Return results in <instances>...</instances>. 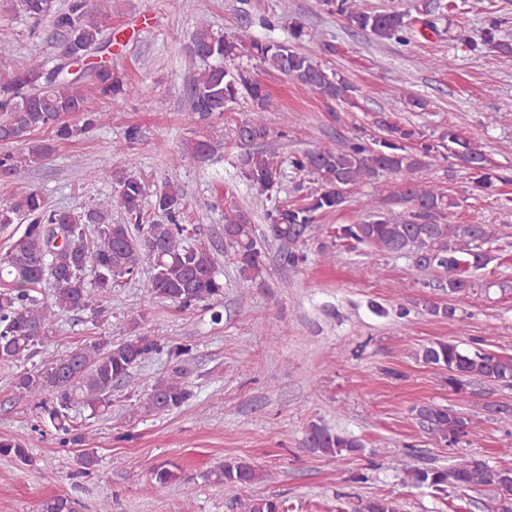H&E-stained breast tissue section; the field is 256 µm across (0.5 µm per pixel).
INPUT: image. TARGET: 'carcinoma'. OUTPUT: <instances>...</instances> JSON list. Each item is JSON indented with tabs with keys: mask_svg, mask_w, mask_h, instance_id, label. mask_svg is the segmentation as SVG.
<instances>
[{
	"mask_svg": "<svg viewBox=\"0 0 512 512\" xmlns=\"http://www.w3.org/2000/svg\"><path fill=\"white\" fill-rule=\"evenodd\" d=\"M362 0H315L314 9L336 14L349 27L379 39L408 45L414 36V20L408 10H370ZM456 0H422L419 22L434 26L436 11H451ZM11 8L37 27L47 21L63 36L53 58L32 57L17 72L0 76V141L26 145L27 160L38 163L50 157L55 144L89 137L104 115L87 107L84 91L91 82L98 97L112 100L130 92L125 73L114 63L85 62L102 51L112 52L109 16L92 15L90 0H12ZM499 19L490 17L484 45L494 53L512 56V42L496 38ZM193 53L206 62L189 86L193 124L222 115L234 104L247 106L248 117L236 124L237 141L251 147L237 156L235 167L259 195H269L278 184L282 167L288 166L298 184L314 177L320 188L302 205H276L265 213L267 229L257 233L248 212L229 205L224 208V240L232 248L239 278L254 283L263 278L266 243H278L280 260L295 267L305 261L299 246L306 241L317 214L334 212L345 202V193L371 178L388 175L396 188L356 224L338 230L340 238L354 245L407 257L421 270L438 273L448 295L471 286L473 275L493 260L485 245L494 231L489 224L448 223V211L456 207L449 194L425 185L419 173L430 161L451 151L459 164L475 174L476 182L489 189L485 154L472 146L452 126L440 131L437 143L423 140L411 125L382 116L376 121L379 137L357 135L341 147L298 150L284 159L258 145L288 130L273 131L264 113L270 104L264 85L253 69L265 66L338 105L350 104L356 88L337 72H328L311 56L288 40L244 42L235 34L213 32L206 19H199L192 33ZM247 57L253 65L238 59ZM49 130L52 137L36 140L33 134ZM215 146L195 140L172 154L174 169L194 165L214 154ZM25 166L11 153L0 154V179L21 177ZM89 177L112 182V193L89 209H50L41 193L30 190L6 206H0V225L21 217L28 220L20 236L0 258V363H13L37 353L36 346L64 312L90 311L100 317L104 310L93 305L92 292L105 297L112 289L136 277L143 264L150 265L149 292L182 311L224 295L217 261L206 246L189 243L194 227L186 223L187 192L179 182L167 180L155 192L154 208L161 220H143L149 186L140 178L107 167L89 172ZM118 210L132 223L112 222ZM93 281H86V271ZM53 288L52 300L38 297L44 282ZM178 359L190 352L187 345H168L145 334L128 339L100 338L91 345L73 348L48 366L20 375L15 388L44 411L54 428L63 433L62 443L80 444L83 435L70 429L66 411L81 403L93 415L111 411L112 389L139 363L161 353ZM422 360L447 373L448 387L460 393L474 380L512 387V357L483 349L467 352L453 341H437L422 349ZM193 393L175 370L158 380L142 405L149 412H169L186 404ZM416 414L437 440L454 445L466 436L468 419L453 408L423 405ZM306 444L326 456L337 457L362 447L359 440L313 423ZM409 483L436 493L491 489L488 512H512V469L494 468L475 455L455 456L446 466L405 469ZM216 482L227 488L256 483L260 473L249 463L229 459L215 470ZM248 512H288L276 497H258L247 504ZM40 512H77V503L67 495L45 498ZM356 512H402L388 497H373L360 503Z\"/></svg>",
	"mask_w": 512,
	"mask_h": 512,
	"instance_id": "obj_1",
	"label": "carcinoma"
}]
</instances>
